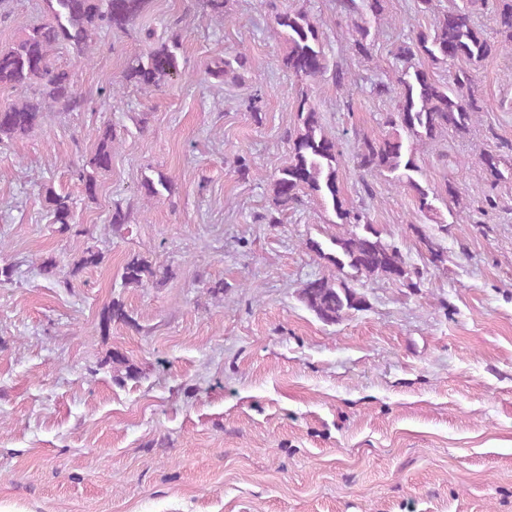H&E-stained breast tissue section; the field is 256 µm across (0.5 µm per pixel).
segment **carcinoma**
Returning <instances> with one entry per match:
<instances>
[{
	"label": "carcinoma",
	"instance_id": "cac0c4a2",
	"mask_svg": "<svg viewBox=\"0 0 512 512\" xmlns=\"http://www.w3.org/2000/svg\"><path fill=\"white\" fill-rule=\"evenodd\" d=\"M47 19L39 24L19 25L16 39L0 47V88H27L30 96L0 107V148L31 132L43 120L51 107L64 111L79 108L84 99L74 86L71 75L54 66V51L65 48L89 61L95 37L101 32H126L148 10L152 0H43ZM345 15L362 18L376 17L382 10V0H341ZM496 23L502 40L489 41L469 19L468 12L457 10L434 16L430 27L420 29L415 36L397 45L391 54L403 63L398 77L396 115L390 123L401 127L403 133L388 134L378 140H365L356 154L357 167L367 172H379L407 186L416 194L418 210L435 211V197L414 179L418 166L416 146L434 142L448 130L465 132L480 111L469 96L472 74L465 63L479 62L492 53L512 49V0H498ZM275 23L284 35L288 51L284 66L299 80L314 79L327 69V57L322 33L317 23L304 11H284L276 14ZM178 43H162L132 58L125 69V80L145 87H158L182 73ZM424 57L432 62L453 66L449 83L434 79L415 63ZM244 66L243 57L228 56L214 63L208 75L222 81L236 75ZM298 126L290 138L288 161L277 168L273 182V205L284 210L309 195L333 211L336 223L350 226L342 235L326 242L311 240L309 250L332 262L344 277L336 280L316 278L301 288V302L319 320L334 324L351 310L364 303L349 281L358 278H384L409 288L416 287L411 271L401 251L382 240L378 229L361 209L345 206L341 196L339 168L343 153L340 143L330 136L320 113L306 94L298 103ZM98 144L88 164L72 170L83 186L88 200L96 198L98 174L112 165L114 137L106 125L98 131ZM482 170L496 183L503 177L501 160L493 153L480 157ZM172 179L160 172L157 178L147 177L141 184L144 199L159 200L172 192ZM45 203L52 224L65 233L74 222V201L68 194L46 190ZM101 252L92 246L81 251L74 260L71 273L102 263ZM41 271L57 284L68 285L52 256L41 261ZM168 270L149 257L134 254L123 265L121 279L126 287H142L167 278ZM129 324L132 317L119 299L105 308L102 323ZM105 364L126 379H136L139 367L120 350H112Z\"/></svg>",
	"mask_w": 512,
	"mask_h": 512
}]
</instances>
